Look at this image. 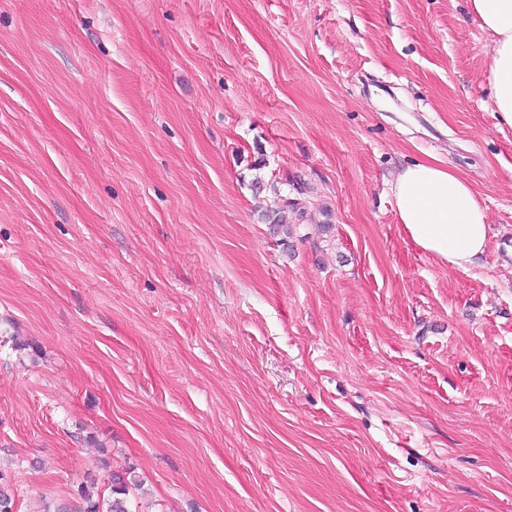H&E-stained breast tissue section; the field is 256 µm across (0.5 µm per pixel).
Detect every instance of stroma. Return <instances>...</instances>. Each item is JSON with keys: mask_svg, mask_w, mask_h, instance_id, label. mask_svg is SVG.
Here are the masks:
<instances>
[{"mask_svg": "<svg viewBox=\"0 0 512 512\" xmlns=\"http://www.w3.org/2000/svg\"><path fill=\"white\" fill-rule=\"evenodd\" d=\"M466 0H0L17 512H512V127ZM437 157L466 270L389 183ZM298 180L304 223L274 233ZM391 191L398 218L424 252L455 269H469L486 248V208L472 182L431 161L404 167ZM133 473L134 469L130 466L122 470H112L108 476L107 496L99 491L95 483L82 484L77 489L78 507L74 511H67V507L62 505L51 510L52 506L48 504L42 512H130L128 496L132 489L140 486Z\"/></svg>", "mask_w": 512, "mask_h": 512, "instance_id": "35a3bbf8", "label": "stroma"}]
</instances>
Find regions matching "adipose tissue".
I'll return each instance as SVG.
<instances>
[{
    "instance_id": "adipose-tissue-1",
    "label": "adipose tissue",
    "mask_w": 512,
    "mask_h": 512,
    "mask_svg": "<svg viewBox=\"0 0 512 512\" xmlns=\"http://www.w3.org/2000/svg\"><path fill=\"white\" fill-rule=\"evenodd\" d=\"M491 38L487 83L501 123L512 126V0H468ZM398 218L424 252L455 269H469L486 248V209L472 182L431 161L404 167L391 185Z\"/></svg>"
}]
</instances>
